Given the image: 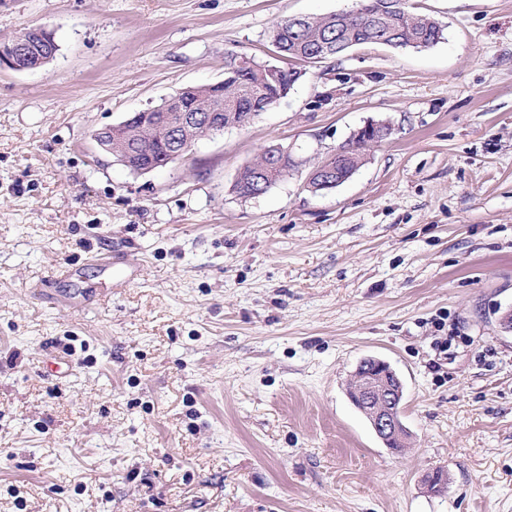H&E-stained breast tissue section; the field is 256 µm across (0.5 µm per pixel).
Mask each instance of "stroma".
I'll list each match as a JSON object with an SVG mask.
<instances>
[{
	"label": "stroma",
	"mask_w": 512,
	"mask_h": 512,
	"mask_svg": "<svg viewBox=\"0 0 512 512\" xmlns=\"http://www.w3.org/2000/svg\"><path fill=\"white\" fill-rule=\"evenodd\" d=\"M411 2L441 43L303 65L250 124L137 174L96 130L355 0H0V42L59 46L0 70V512H512V0ZM371 120L392 136L308 192ZM273 144L294 170L241 198ZM93 255L138 269L99 297L117 272ZM70 265L78 306L44 289ZM370 355L404 384L401 454L347 398ZM34 54L38 60L32 65L29 59ZM54 55L55 43L50 37V31L44 27H32L21 36L0 43V68L22 72L46 64ZM271 147L272 146L264 150L254 162L244 166L240 170L235 183V190L237 193L241 192L242 196L245 194L253 195L255 189L261 186L262 183L259 181V177L261 176H259L257 172L260 170L265 171V165L268 162V153ZM291 167H293V164L291 159L288 158V163L285 164V167L282 170H266L265 180L268 182V184L260 195L265 194L274 184H276L282 178L286 177L289 174Z\"/></svg>",
	"instance_id": "stroma-1"
}]
</instances>
